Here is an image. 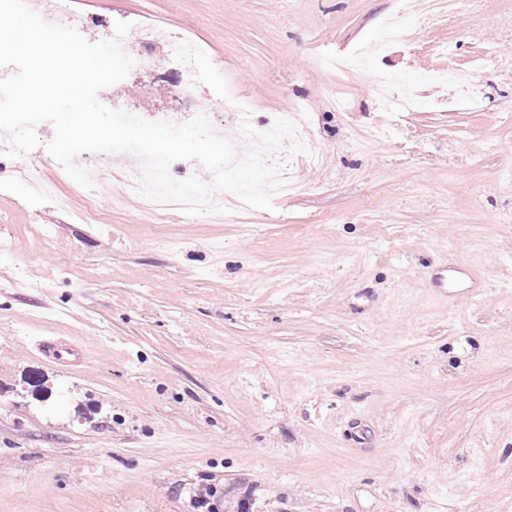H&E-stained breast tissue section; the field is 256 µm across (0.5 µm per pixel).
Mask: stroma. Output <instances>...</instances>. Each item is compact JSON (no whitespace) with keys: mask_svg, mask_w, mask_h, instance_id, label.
I'll return each instance as SVG.
<instances>
[{"mask_svg":"<svg viewBox=\"0 0 512 512\" xmlns=\"http://www.w3.org/2000/svg\"><path fill=\"white\" fill-rule=\"evenodd\" d=\"M90 42L169 28L224 77L253 126L297 112L318 162L301 192L221 218L159 217L92 170L28 205L0 156V512H512V0L440 33L405 24L361 73L330 66L382 37L399 0H72ZM452 42L450 56L433 52ZM496 67L478 69L486 48ZM476 74L480 105L425 70ZM398 72L417 111L374 85ZM164 59L98 98L191 111ZM97 206L85 214L87 197ZM476 272L478 299L431 283ZM67 340L80 362L39 357Z\"/></svg>","mask_w":512,"mask_h":512,"instance_id":"1","label":"stroma"}]
</instances>
